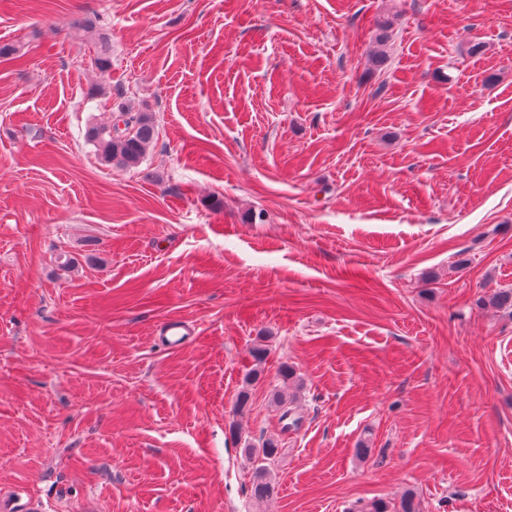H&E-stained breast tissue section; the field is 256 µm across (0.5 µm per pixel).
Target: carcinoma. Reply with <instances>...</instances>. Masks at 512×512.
Returning <instances> with one entry per match:
<instances>
[{
  "mask_svg": "<svg viewBox=\"0 0 512 512\" xmlns=\"http://www.w3.org/2000/svg\"><path fill=\"white\" fill-rule=\"evenodd\" d=\"M108 111L111 112V121L107 124L88 127L87 141L96 148L102 161L126 169L138 167L157 136L153 114L145 110L133 109L120 95L110 102ZM479 303L496 309H512V288H496L481 296ZM275 403L282 409L281 419L290 420L291 428L298 427L301 417L294 411V397H288L280 392L276 395ZM266 474L267 471L264 468H259L255 472L252 493L257 500L267 498L273 492Z\"/></svg>",
  "mask_w": 512,
  "mask_h": 512,
  "instance_id": "cac0c4a2",
  "label": "carcinoma"
}]
</instances>
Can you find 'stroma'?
I'll return each mask as SVG.
<instances>
[{
  "mask_svg": "<svg viewBox=\"0 0 512 512\" xmlns=\"http://www.w3.org/2000/svg\"><path fill=\"white\" fill-rule=\"evenodd\" d=\"M13 42L0 495L512 512V315L476 304L512 287V0H0ZM117 94L156 117L134 170L85 139ZM177 319L197 335L162 349ZM268 437L258 501L243 447Z\"/></svg>",
  "mask_w": 512,
  "mask_h": 512,
  "instance_id": "obj_1",
  "label": "stroma"
}]
</instances>
